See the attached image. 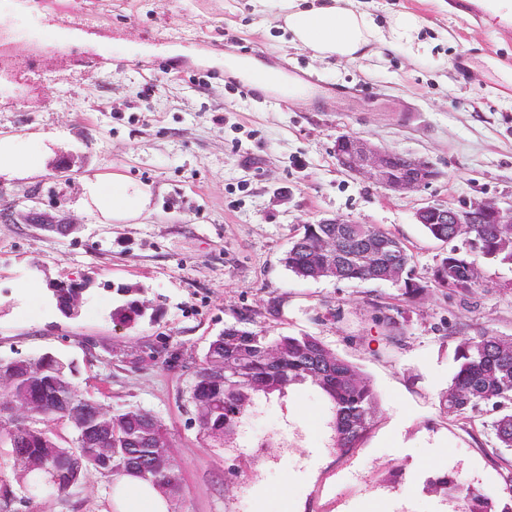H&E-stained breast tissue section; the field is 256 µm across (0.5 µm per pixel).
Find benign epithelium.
Masks as SVG:
<instances>
[{"label": "benign epithelium", "instance_id": "1", "mask_svg": "<svg viewBox=\"0 0 512 512\" xmlns=\"http://www.w3.org/2000/svg\"><path fill=\"white\" fill-rule=\"evenodd\" d=\"M334 154L339 164L353 174H368L378 184L394 193H408L429 186L438 177L434 164L421 157L406 156L382 150L354 135H341L336 139ZM420 224H512V206L504 209L494 202H484L468 209H453L442 204L427 205L416 212ZM93 281H56L49 283L52 298L68 286L78 289L76 297L62 314L78 316L82 294Z\"/></svg>", "mask_w": 512, "mask_h": 512}]
</instances>
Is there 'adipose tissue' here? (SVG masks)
I'll list each match as a JSON object with an SVG mask.
<instances>
[{
	"instance_id": "ef3b65f1",
	"label": "adipose tissue",
	"mask_w": 512,
	"mask_h": 512,
	"mask_svg": "<svg viewBox=\"0 0 512 512\" xmlns=\"http://www.w3.org/2000/svg\"><path fill=\"white\" fill-rule=\"evenodd\" d=\"M281 27L295 47L320 59L356 61L374 51L379 30L373 18L354 7L352 0H324L323 5L302 7L299 0H275ZM225 70L260 89L303 100L311 87L282 70L255 59L228 55ZM87 191L95 207L116 222H127L148 213L149 188L128 183L121 176L89 183ZM114 512H168L165 497L150 484L125 477L112 485Z\"/></svg>"
}]
</instances>
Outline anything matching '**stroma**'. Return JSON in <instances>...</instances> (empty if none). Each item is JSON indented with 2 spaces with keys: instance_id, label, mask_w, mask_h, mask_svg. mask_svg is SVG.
Returning <instances> with one entry per match:
<instances>
[{
  "instance_id": "obj_1",
  "label": "stroma",
  "mask_w": 512,
  "mask_h": 512,
  "mask_svg": "<svg viewBox=\"0 0 512 512\" xmlns=\"http://www.w3.org/2000/svg\"><path fill=\"white\" fill-rule=\"evenodd\" d=\"M95 34L41 29L69 65L27 71L0 89V138L38 144L52 166L0 171V358L46 351L74 361L76 387L111 410L140 408L166 425L179 476L169 512H461L433 486L443 474L480 492L512 486V450L497 448V411L447 415L441 395L456 346L512 337V268L481 260L482 282L412 296L388 282L304 280L284 264L304 225L324 217L374 224L407 246L429 279L446 244L415 219L428 204H512V14L484 0H355L412 41L376 45L359 62L326 63L280 37L268 0H72ZM253 56L320 90L309 101L245 94L225 54ZM423 157L439 175L406 194L343 170L337 138ZM150 187L151 214L102 222L86 183L111 175ZM68 217L72 233L28 223ZM86 274L93 289L64 318L48 282ZM139 289L155 322L112 321L118 287ZM248 318L270 335L308 333L355 364L377 395L360 447L337 454L329 404L311 384L254 397L237 433L205 435L190 402L195 372L226 326ZM111 485L88 471L71 496L16 500L11 512H113Z\"/></svg>"
}]
</instances>
